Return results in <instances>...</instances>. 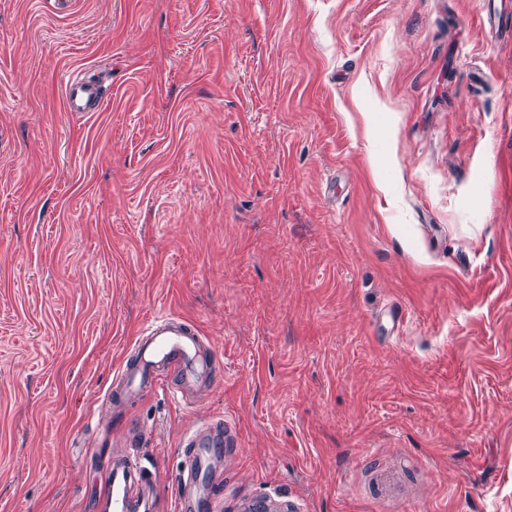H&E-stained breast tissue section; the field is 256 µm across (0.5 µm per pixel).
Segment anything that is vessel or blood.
I'll use <instances>...</instances> for the list:
<instances>
[{
  "instance_id": "1",
  "label": "vessel or blood",
  "mask_w": 512,
  "mask_h": 512,
  "mask_svg": "<svg viewBox=\"0 0 512 512\" xmlns=\"http://www.w3.org/2000/svg\"><path fill=\"white\" fill-rule=\"evenodd\" d=\"M65 105L72 112H92L104 100L100 84L92 79L68 78L64 88ZM200 331L186 320L166 315L148 324L141 332L129 356L123 363L118 377L119 385L108 394V401L116 403L133 398L142 391L163 385L168 378H176L179 387H188L206 375L209 356L202 350ZM192 449L187 457V477L181 505L198 508L195 491L200 477L208 473L209 460L214 451L200 445L196 435L185 440ZM124 467L131 479L125 483L121 494L112 500L113 512H131L135 491L148 481L136 457L125 456Z\"/></svg>"
}]
</instances>
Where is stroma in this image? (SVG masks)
<instances>
[{"mask_svg":"<svg viewBox=\"0 0 512 512\" xmlns=\"http://www.w3.org/2000/svg\"><path fill=\"white\" fill-rule=\"evenodd\" d=\"M1 131L0 512L219 423L223 512H512V0H0ZM168 314L205 390L107 408ZM64 100L70 112H94L101 106L104 96L97 81L69 77L64 88Z\"/></svg>","mask_w":512,"mask_h":512,"instance_id":"obj_1","label":"stroma"}]
</instances>
